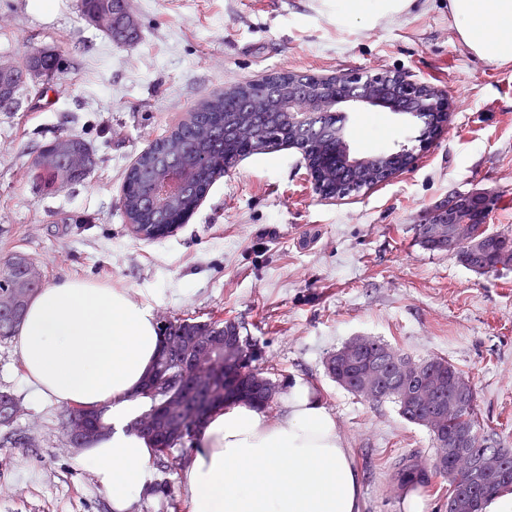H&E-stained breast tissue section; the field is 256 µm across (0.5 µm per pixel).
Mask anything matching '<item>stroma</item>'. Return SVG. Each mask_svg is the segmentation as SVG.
I'll list each match as a JSON object with an SVG mask.
<instances>
[{"mask_svg": "<svg viewBox=\"0 0 512 512\" xmlns=\"http://www.w3.org/2000/svg\"><path fill=\"white\" fill-rule=\"evenodd\" d=\"M136 44L109 40L79 0H0V60L24 47L58 50L60 73L23 87L0 112V259L28 255L45 285L76 276L127 289L157 317L231 321L255 366L279 386L266 414L284 412L296 381L334 415L362 474L361 512H405L394 486L402 458L431 462L428 430L396 404L340 387L328 355L360 335L415 359L442 356L468 378L481 423L512 448V267L481 274L426 249L415 227L455 193H492V233H512V66L493 67L459 43L448 0H416L377 21L344 18L336 0H133ZM399 71L445 93L447 129L414 165L364 195L313 190L301 153L280 148L239 161L173 233L137 236L120 208L140 153L203 100L272 73L326 77ZM82 135L90 175L57 191L31 172L61 132ZM404 116L349 115L352 150H390ZM56 402L25 406L0 427V512H110L77 461ZM32 477L20 481L17 461ZM180 469H155L139 512H185Z\"/></svg>", "mask_w": 512, "mask_h": 512, "instance_id": "obj_1", "label": "stroma"}]
</instances>
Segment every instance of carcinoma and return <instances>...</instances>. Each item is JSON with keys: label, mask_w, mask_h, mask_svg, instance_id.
Masks as SVG:
<instances>
[{"label": "carcinoma", "mask_w": 512, "mask_h": 512, "mask_svg": "<svg viewBox=\"0 0 512 512\" xmlns=\"http://www.w3.org/2000/svg\"><path fill=\"white\" fill-rule=\"evenodd\" d=\"M81 11L86 20L98 23L101 18L109 20L106 32L111 39L126 46L134 44L137 38L136 23L133 20L132 0H80ZM61 54L32 48L21 59L20 72H34L38 75L55 72L60 67ZM294 79L304 90L316 98H332L342 93L336 82L306 74L283 73L268 75L258 81L238 84L223 93L205 101L196 111L181 122L169 135L155 141L131 166L126 176V185L120 200V207L133 227L146 229L154 224H166L171 215H187L202 199L206 190L229 171L236 163L239 142L233 134L236 114L246 111L250 97L262 94L267 100V110L256 114L258 134L268 151L273 152L283 143L292 139L308 155L330 153L336 156V167L323 172L319 195L323 199L358 195L382 182V171L399 170L410 166L416 159L417 147L401 145L398 149L386 152L355 154L347 138L345 117L321 115L309 124L299 127L289 135L280 134L285 127L288 112V91L286 82ZM20 83L0 84V109L8 110L14 103ZM378 90L383 92L382 106L393 111L407 102L403 84L396 78H383L378 81ZM408 116L418 127V135L409 141L422 142L431 138L435 131V113L425 109L422 99H417L415 108ZM76 151L87 157V166L81 171L65 169L54 159V143L40 148L46 160L43 169L36 173L40 184L48 191H56L86 178L95 165V160L86 144L77 136H70ZM207 156L211 165H200V158ZM171 168L190 172L191 181L186 191L177 197L157 193ZM495 199L487 194H457L448 198L438 216L448 215L452 210L471 221L468 232H473L484 223L488 210ZM420 243L432 251H450L468 268L483 273L496 272L512 264V234L484 233L481 247L476 251L449 248L447 244L429 236L425 225H415ZM28 288L37 291L38 282H31L27 272L12 264L8 258L0 262V290L8 288ZM28 302H23L18 318L7 324L0 319V340L14 336L22 322ZM219 336L241 338L245 345H251L247 336H240L238 326L232 322L212 323ZM330 376L338 385L360 397L365 395V383L373 386L369 401L381 403L389 400L399 407L401 416L414 424L428 427L426 413L428 405L419 404L406 396L408 386L401 383L390 368L385 353L384 342L376 340V347L360 357H342L334 352L326 360ZM434 376L442 380L443 404L453 403L444 422L442 434H432L435 456L431 466L424 465L415 457H407L399 463L396 486L405 489L411 485H424L437 475L448 477V512H483L490 497L505 489H512V450L502 448L490 429L481 426L477 413V397L474 386L446 358L432 356L425 359L415 382ZM212 384L210 395L195 405L201 412L197 420L191 417L180 418L173 413L163 417L159 425V436L153 438L156 460L163 467L176 463L173 450L192 443L202 429L208 416L225 406L244 403L260 406L269 391L275 388L273 381L253 373H242L235 357L224 354L221 360L211 367ZM178 357L173 355L166 363V370L160 378L150 377L142 389V397L148 407L160 403L167 393L179 384ZM475 431L483 435V442L468 445H454L456 437ZM457 450L468 452L478 463L476 474L464 479L453 477L451 457ZM492 454L499 465L496 471H485L480 463Z\"/></svg>", "instance_id": "obj_1"}]
</instances>
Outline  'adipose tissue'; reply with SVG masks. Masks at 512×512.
<instances>
[{
	"instance_id": "obj_1",
	"label": "adipose tissue",
	"mask_w": 512,
	"mask_h": 512,
	"mask_svg": "<svg viewBox=\"0 0 512 512\" xmlns=\"http://www.w3.org/2000/svg\"><path fill=\"white\" fill-rule=\"evenodd\" d=\"M448 14L477 58L512 64V0H448ZM160 340L152 305L74 278L41 289L14 337L31 405L102 411L108 432L79 461L112 512H134L153 481L155 450L131 423ZM361 483L334 416L301 381L277 420L242 404L214 411L182 468L189 512H361Z\"/></svg>"
}]
</instances>
